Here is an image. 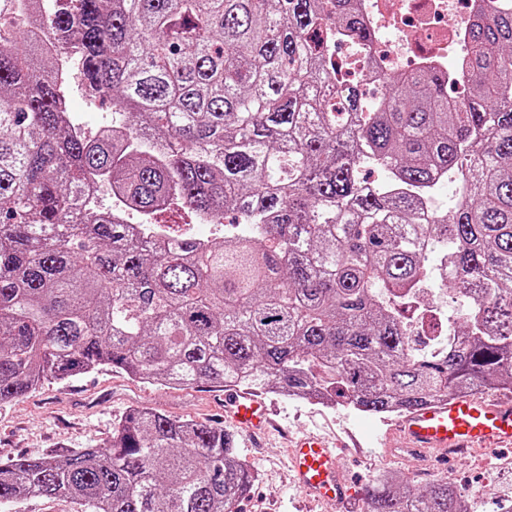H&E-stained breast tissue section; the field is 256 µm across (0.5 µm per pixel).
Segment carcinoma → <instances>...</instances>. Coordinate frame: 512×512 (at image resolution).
<instances>
[{"label": "carcinoma", "instance_id": "1", "mask_svg": "<svg viewBox=\"0 0 512 512\" xmlns=\"http://www.w3.org/2000/svg\"><path fill=\"white\" fill-rule=\"evenodd\" d=\"M489 2L462 77L396 74L373 97L336 80L335 42H372L351 0H32L129 137L74 133L57 59L0 46V402L102 367L374 415L511 391L512 5ZM95 174L127 210L177 200L224 239L143 240L83 206ZM445 182L468 186L449 214ZM437 279L461 311L420 322L416 348L400 308ZM255 480L223 428L144 407L103 447L0 461V504L239 512ZM367 500L468 512L445 480L383 475ZM74 509V504L63 497H32L2 507L0 512H74Z\"/></svg>", "mask_w": 512, "mask_h": 512}]
</instances>
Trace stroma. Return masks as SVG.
<instances>
[{"mask_svg":"<svg viewBox=\"0 0 512 512\" xmlns=\"http://www.w3.org/2000/svg\"><path fill=\"white\" fill-rule=\"evenodd\" d=\"M274 401L281 433L256 443L237 433V446L257 474L241 512H340L330 502H306L287 468L293 438L315 431L337 446L343 477L366 493L384 471L424 485L447 479L469 512H501L512 502V448L476 450L446 464L406 451L394 418L360 413L337 404L325 408L266 393ZM147 406L168 416L224 426L222 390L206 384L174 388L146 385L122 371L103 368L63 383L43 384L25 397L0 404V460L38 456L53 448H96L127 411Z\"/></svg>","mask_w":512,"mask_h":512,"instance_id":"1","label":"stroma"}]
</instances>
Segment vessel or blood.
Segmentation results:
<instances>
[{"label": "vessel or blood", "mask_w": 512, "mask_h": 512, "mask_svg": "<svg viewBox=\"0 0 512 512\" xmlns=\"http://www.w3.org/2000/svg\"><path fill=\"white\" fill-rule=\"evenodd\" d=\"M224 408L250 434L268 432L274 406L261 397L237 391L224 394ZM400 428L410 448L420 452L464 450L485 442L512 444V404L472 397H453L405 414ZM295 480L312 499H332L346 512H364V503L340 476L336 455L313 434L292 450Z\"/></svg>", "instance_id": "vessel-or-blood-1"}]
</instances>
